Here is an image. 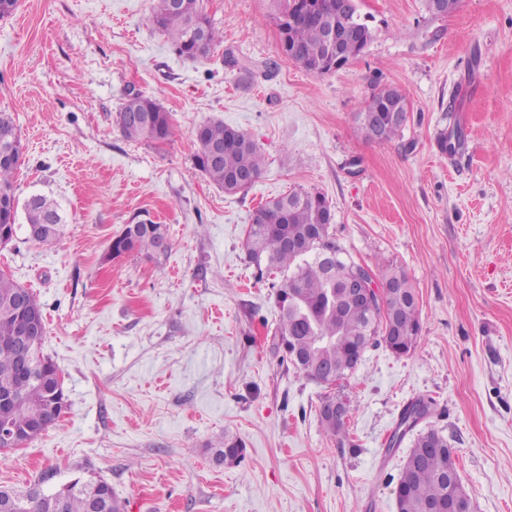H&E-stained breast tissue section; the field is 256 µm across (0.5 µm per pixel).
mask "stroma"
<instances>
[{
    "label": "stroma",
    "instance_id": "stroma-1",
    "mask_svg": "<svg viewBox=\"0 0 512 512\" xmlns=\"http://www.w3.org/2000/svg\"><path fill=\"white\" fill-rule=\"evenodd\" d=\"M425 2L361 0L373 40L325 75L281 54L272 0H203L224 39L196 61L155 29L153 0H18L0 19V111L24 143L16 194L63 217L50 246L18 230L0 269L36 294L68 400L41 436L0 451V486L101 478L125 512H397L410 450L433 429L475 512H512V0H459L444 17ZM383 86L409 114L376 143L358 114ZM136 93L169 113L168 139L122 135ZM209 120L260 147L248 191L196 166ZM455 129L461 147L441 153ZM292 190L325 196L337 242L400 266L417 298L414 352L369 349L345 382V439L320 424L325 388L279 350L273 290L243 249L253 212ZM150 222L165 251L109 258L125 225ZM417 399L427 417L389 446ZM228 439L246 446L239 465L214 459Z\"/></svg>",
    "mask_w": 512,
    "mask_h": 512
}]
</instances>
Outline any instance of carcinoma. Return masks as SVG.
<instances>
[{"instance_id": "cac0c4a2", "label": "carcinoma", "mask_w": 512, "mask_h": 512, "mask_svg": "<svg viewBox=\"0 0 512 512\" xmlns=\"http://www.w3.org/2000/svg\"><path fill=\"white\" fill-rule=\"evenodd\" d=\"M276 20L282 34L283 54L308 72L329 74L364 53L372 40V30L358 11L346 12L342 0H319L317 16L296 19L283 17V0H277ZM155 26L164 33L174 51L187 59H198L223 40L203 8V0H155ZM406 96L398 89H375L359 112L360 129L370 138L363 119L371 117L381 128L377 142L392 140L407 121ZM125 138L161 141L170 133V115L155 101L137 94L130 96L117 116ZM196 165L224 192H245L259 178L262 158L257 144L244 131L222 121H208L196 128ZM21 135L11 113L0 112V228L15 231L18 200L14 175L22 156ZM28 239L42 245L60 234L62 217L56 202L36 196L25 204ZM334 214L320 194L294 191L258 207L245 233L248 262L259 275L282 274L271 282L279 309V335L303 355L289 358L307 378L325 383L327 374L347 380L371 347L385 346L403 356L415 350L420 335L419 312L410 281L400 267L381 266L378 288L385 298L371 301L356 297L348 288L343 271L357 264L330 233ZM163 231L159 224H128L114 238L109 251L120 256L133 251H160ZM25 295V306L17 309L14 297ZM31 314L43 316L36 295L0 270V385L9 386L12 396L0 402V425L9 422L15 432L13 447L33 440L55 424L67 410L64 387L59 382V366L43 353L44 336L34 338L28 362L13 349L18 321ZM427 406L416 401L401 415L400 425L410 430L424 418ZM345 414L334 420L320 418L333 436L346 434ZM241 440H226L217 449L226 465H236L244 457ZM456 468V457L448 440L430 430L418 437L412 448L395 494L398 512H428L437 507L448 512V502L458 500L465 512H474V501L463 487L453 489L445 471ZM102 492L91 495L71 481L46 494L37 487L26 491L0 486L9 512H125L112 486L101 481Z\"/></svg>"}]
</instances>
